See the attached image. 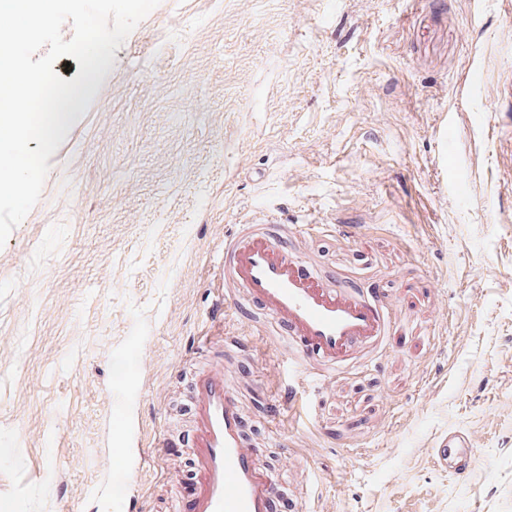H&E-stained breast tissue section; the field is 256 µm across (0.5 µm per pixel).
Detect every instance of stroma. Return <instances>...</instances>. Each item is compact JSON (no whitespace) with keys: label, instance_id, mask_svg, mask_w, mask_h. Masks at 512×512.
I'll return each mask as SVG.
<instances>
[{"label":"stroma","instance_id":"obj_1","mask_svg":"<svg viewBox=\"0 0 512 512\" xmlns=\"http://www.w3.org/2000/svg\"><path fill=\"white\" fill-rule=\"evenodd\" d=\"M510 26L512 0H160L0 247V512H177L215 343L287 512H512ZM272 223L379 301L380 346L293 364L218 276ZM434 453L448 473L463 478L476 456V445L467 434L452 431L438 442Z\"/></svg>","mask_w":512,"mask_h":512}]
</instances>
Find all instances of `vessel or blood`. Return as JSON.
I'll return each mask as SVG.
<instances>
[{"instance_id": "vessel-or-blood-1", "label": "vessel or blood", "mask_w": 512, "mask_h": 512, "mask_svg": "<svg viewBox=\"0 0 512 512\" xmlns=\"http://www.w3.org/2000/svg\"><path fill=\"white\" fill-rule=\"evenodd\" d=\"M224 267L242 295L282 333L296 360L336 367L384 335L386 319L376 303L329 286L287 251L278 225L227 240ZM191 395L195 476L181 512H270L280 486L244 435L243 401L224 360L195 375ZM434 453L461 478L476 446L467 434L452 431Z\"/></svg>"}]
</instances>
